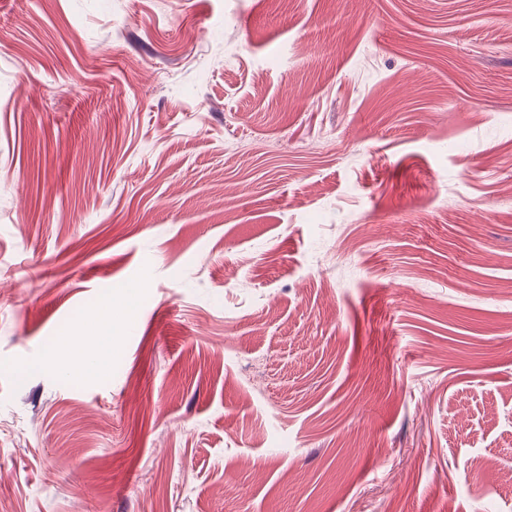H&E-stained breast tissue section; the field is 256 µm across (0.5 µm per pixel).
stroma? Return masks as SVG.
Listing matches in <instances>:
<instances>
[{
	"label": "stroma",
	"instance_id": "stroma-1",
	"mask_svg": "<svg viewBox=\"0 0 512 512\" xmlns=\"http://www.w3.org/2000/svg\"><path fill=\"white\" fill-rule=\"evenodd\" d=\"M0 512H512V0H0Z\"/></svg>",
	"mask_w": 512,
	"mask_h": 512
}]
</instances>
